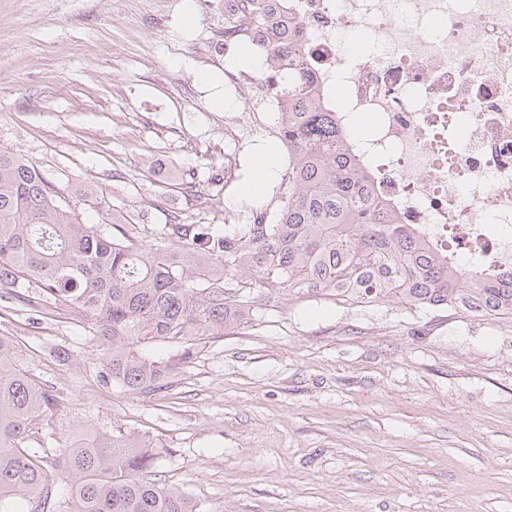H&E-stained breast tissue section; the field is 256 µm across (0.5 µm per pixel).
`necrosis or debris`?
<instances>
[{
	"instance_id": "1",
	"label": "necrosis or debris",
	"mask_w": 512,
	"mask_h": 512,
	"mask_svg": "<svg viewBox=\"0 0 512 512\" xmlns=\"http://www.w3.org/2000/svg\"><path fill=\"white\" fill-rule=\"evenodd\" d=\"M300 72L338 117L378 205L466 270L512 267V0H280ZM281 112L275 68L229 71Z\"/></svg>"
}]
</instances>
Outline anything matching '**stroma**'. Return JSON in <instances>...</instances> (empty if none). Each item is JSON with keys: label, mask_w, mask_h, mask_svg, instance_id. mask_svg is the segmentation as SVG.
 <instances>
[{"label": "stroma", "mask_w": 512, "mask_h": 512, "mask_svg": "<svg viewBox=\"0 0 512 512\" xmlns=\"http://www.w3.org/2000/svg\"><path fill=\"white\" fill-rule=\"evenodd\" d=\"M223 39L222 0H0V148L138 244L180 249L176 217L220 230L278 210L275 185L239 200L265 152L281 176L288 154L217 104ZM0 335L58 401L54 446L145 436L196 512H512L510 321L283 288L247 324L140 344L175 366L153 395L104 381L105 345L65 310L2 296Z\"/></svg>", "instance_id": "stroma-1"}]
</instances>
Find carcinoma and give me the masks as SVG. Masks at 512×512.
<instances>
[{"label":"carcinoma","instance_id":"carcinoma-1","mask_svg":"<svg viewBox=\"0 0 512 512\" xmlns=\"http://www.w3.org/2000/svg\"><path fill=\"white\" fill-rule=\"evenodd\" d=\"M274 0L233 40L281 66L285 112L277 139L288 152L283 201L269 219L224 233L173 224L183 240L172 252L114 236V223L82 224L29 160L0 149V289L94 321L108 345L104 378L132 392L162 390L174 365L133 346L182 340L248 322L266 294L340 303L395 298L417 308H460L512 320V270L460 275L412 224H397L374 203L367 174L346 150L336 115L311 94L286 53L294 30L276 19ZM46 385L32 378L21 350L0 335V502L14 497L34 512H195L186 493L151 477L161 452L134 434L99 433L68 448L35 437L52 414ZM55 457L68 493L52 495L47 461Z\"/></svg>","mask_w":512,"mask_h":512}]
</instances>
